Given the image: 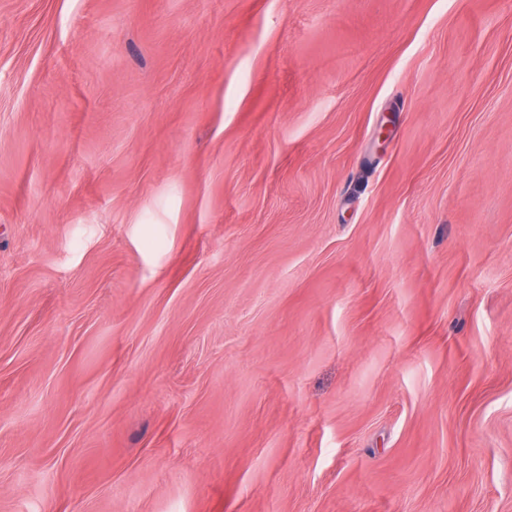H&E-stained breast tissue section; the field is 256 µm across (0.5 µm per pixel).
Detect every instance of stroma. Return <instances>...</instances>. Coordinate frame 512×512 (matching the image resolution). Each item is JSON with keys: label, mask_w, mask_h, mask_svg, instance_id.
Instances as JSON below:
<instances>
[{"label": "stroma", "mask_w": 512, "mask_h": 512, "mask_svg": "<svg viewBox=\"0 0 512 512\" xmlns=\"http://www.w3.org/2000/svg\"><path fill=\"white\" fill-rule=\"evenodd\" d=\"M0 512H512V0H0Z\"/></svg>", "instance_id": "stroma-1"}]
</instances>
